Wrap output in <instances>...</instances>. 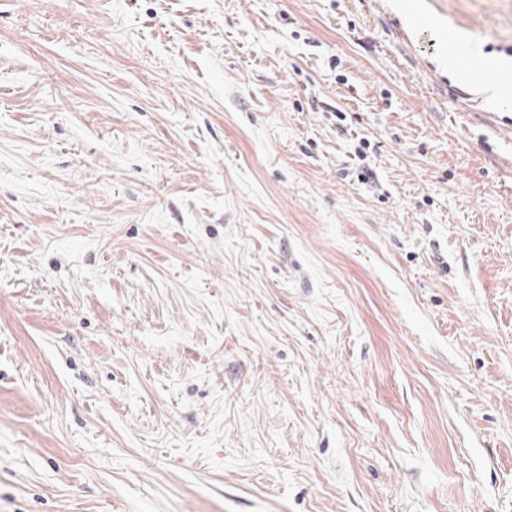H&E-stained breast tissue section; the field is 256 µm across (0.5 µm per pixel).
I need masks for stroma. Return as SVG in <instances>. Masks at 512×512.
Returning <instances> with one entry per match:
<instances>
[{
    "label": "stroma",
    "instance_id": "1",
    "mask_svg": "<svg viewBox=\"0 0 512 512\" xmlns=\"http://www.w3.org/2000/svg\"><path fill=\"white\" fill-rule=\"evenodd\" d=\"M491 55L512 0H0V512H512Z\"/></svg>",
    "mask_w": 512,
    "mask_h": 512
}]
</instances>
